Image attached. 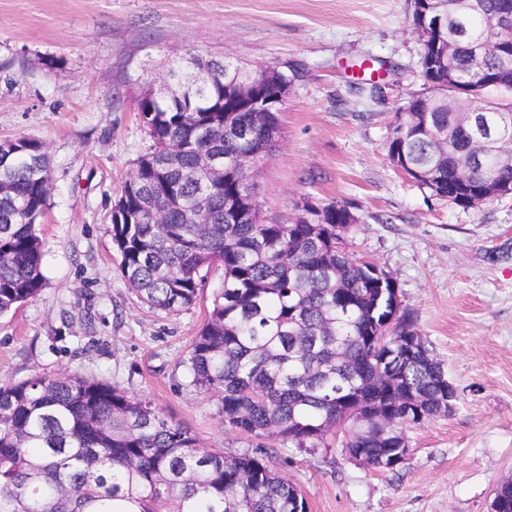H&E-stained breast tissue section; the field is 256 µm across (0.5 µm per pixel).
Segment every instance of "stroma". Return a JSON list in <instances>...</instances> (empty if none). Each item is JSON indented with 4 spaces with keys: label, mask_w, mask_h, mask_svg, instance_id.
Wrapping results in <instances>:
<instances>
[{
    "label": "stroma",
    "mask_w": 512,
    "mask_h": 512,
    "mask_svg": "<svg viewBox=\"0 0 512 512\" xmlns=\"http://www.w3.org/2000/svg\"><path fill=\"white\" fill-rule=\"evenodd\" d=\"M272 65L291 85L283 140L259 167L265 223L302 202L357 217L341 245L395 279L403 309L456 387L454 410L406 429L394 472L226 425L185 362L220 288L150 308L119 271L111 212L150 141L137 114L176 57ZM383 67L371 89L363 60ZM411 0H0V141L33 138L51 160L41 294L0 318V385L78 373L151 400L200 447L262 450L309 512H490L512 482V195L465 209L387 156L397 116L422 93Z\"/></svg>",
    "instance_id": "1"
}]
</instances>
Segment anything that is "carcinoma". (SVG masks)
I'll use <instances>...</instances> for the list:
<instances>
[{"mask_svg": "<svg viewBox=\"0 0 512 512\" xmlns=\"http://www.w3.org/2000/svg\"><path fill=\"white\" fill-rule=\"evenodd\" d=\"M500 0L448 4L447 36L468 44L453 57L457 93L475 99L473 124L457 126L447 154L434 153L426 124L448 128L451 112L441 85L448 69L436 64L427 40L421 72L428 92L414 97L395 126L388 156L403 155L423 172L419 187L462 208L485 191L492 175L512 184V167L483 158L463 183L459 162L472 160L476 140H512V30L486 26ZM485 39L507 49L476 55ZM195 74H178L183 106L159 98L137 103L146 152L124 183L130 222L112 224L125 283L152 308L178 313L200 294L205 269L222 270V287L186 360L191 383L213 392L224 423L247 434L299 448L324 443V433L360 401L372 414L398 421L407 407L398 391L419 399L416 423L448 414V377L422 341L395 346L382 328L393 314L387 271L374 276L347 253L336 252V226L349 219L330 204L309 223L266 224L236 218L229 204L259 211L258 185L240 184L234 161L261 162L279 145L252 129V113L223 96L224 71L212 59L190 58ZM229 112L215 111L219 102ZM231 132L215 142L213 127ZM16 149L0 160V317L36 298L45 286L44 244L38 226L50 198V158L32 139L6 141ZM202 153L222 158L224 183L210 189L196 169ZM179 205L166 223L150 222L168 193ZM350 447L367 466L392 471L407 448L405 433L381 435L370 421L349 424ZM0 512H308L301 489L268 466L265 456H226L197 445L146 399L78 374L37 376L0 386Z\"/></svg>", "mask_w": 512, "mask_h": 512, "instance_id": "1", "label": "carcinoma"}]
</instances>
